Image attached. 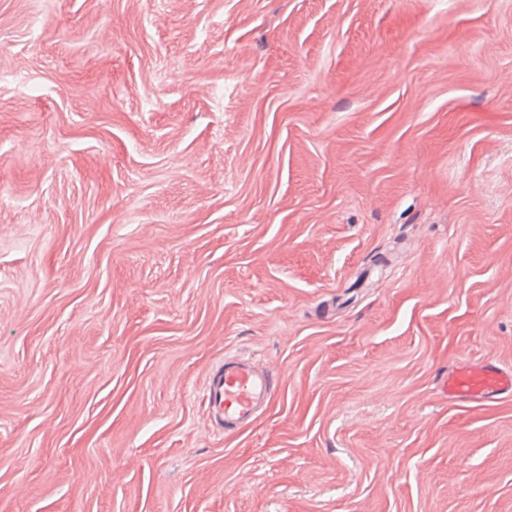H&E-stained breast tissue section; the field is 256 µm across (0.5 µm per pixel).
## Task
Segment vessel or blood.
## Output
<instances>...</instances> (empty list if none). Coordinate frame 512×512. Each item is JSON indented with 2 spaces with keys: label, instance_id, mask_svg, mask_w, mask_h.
<instances>
[{
  "label": "vessel or blood",
  "instance_id": "b4317fda",
  "mask_svg": "<svg viewBox=\"0 0 512 512\" xmlns=\"http://www.w3.org/2000/svg\"><path fill=\"white\" fill-rule=\"evenodd\" d=\"M276 374L251 360L225 357L212 370L203 400L225 431L249 426L271 403ZM449 399L460 404H484L512 394V370L490 361L465 363L448 374Z\"/></svg>",
  "mask_w": 512,
  "mask_h": 512
}]
</instances>
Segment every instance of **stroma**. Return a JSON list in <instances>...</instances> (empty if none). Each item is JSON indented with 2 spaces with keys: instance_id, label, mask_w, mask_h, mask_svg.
I'll return each mask as SVG.
<instances>
[{
  "instance_id": "stroma-1",
  "label": "stroma",
  "mask_w": 512,
  "mask_h": 512,
  "mask_svg": "<svg viewBox=\"0 0 512 512\" xmlns=\"http://www.w3.org/2000/svg\"><path fill=\"white\" fill-rule=\"evenodd\" d=\"M488 359L512 0H0V512H512ZM277 374L250 359L224 356L203 388V400L224 432L249 426L271 403ZM448 398L459 404H484L512 394V370L492 361L465 363L448 373Z\"/></svg>"
}]
</instances>
